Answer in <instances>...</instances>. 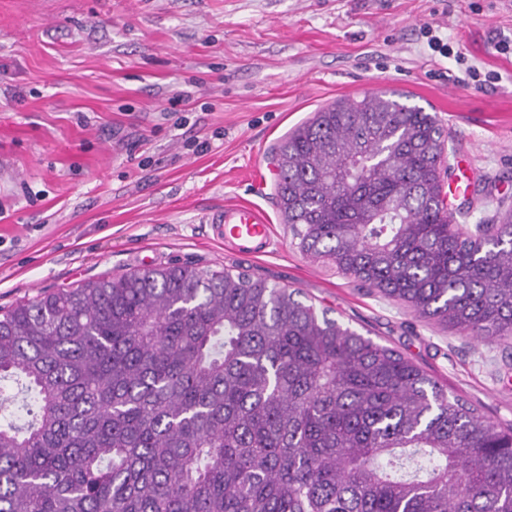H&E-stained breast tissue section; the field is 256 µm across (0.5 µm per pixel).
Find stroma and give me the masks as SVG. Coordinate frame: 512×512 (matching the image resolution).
Here are the masks:
<instances>
[{"label":"stroma","instance_id":"stroma-1","mask_svg":"<svg viewBox=\"0 0 512 512\" xmlns=\"http://www.w3.org/2000/svg\"><path fill=\"white\" fill-rule=\"evenodd\" d=\"M498 74L460 85L422 27ZM512 0H0V307L105 274L190 262L299 290L512 426V340L484 343L304 257L276 205L273 149L312 113L404 93L470 181L458 228L512 210ZM206 152H197L199 142ZM241 202L264 255L217 240Z\"/></svg>","mask_w":512,"mask_h":512}]
</instances>
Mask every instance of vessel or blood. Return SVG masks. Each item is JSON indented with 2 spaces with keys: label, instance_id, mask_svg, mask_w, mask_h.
<instances>
[{
  "label": "vessel or blood",
  "instance_id": "vessel-or-blood-1",
  "mask_svg": "<svg viewBox=\"0 0 512 512\" xmlns=\"http://www.w3.org/2000/svg\"><path fill=\"white\" fill-rule=\"evenodd\" d=\"M211 221L217 224L218 236L225 244L245 254L262 253L270 243V226L252 205L225 207Z\"/></svg>",
  "mask_w": 512,
  "mask_h": 512
}]
</instances>
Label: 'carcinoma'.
Here are the masks:
<instances>
[{
    "instance_id": "cac0c4a2",
    "label": "carcinoma",
    "mask_w": 512,
    "mask_h": 512,
    "mask_svg": "<svg viewBox=\"0 0 512 512\" xmlns=\"http://www.w3.org/2000/svg\"><path fill=\"white\" fill-rule=\"evenodd\" d=\"M368 91L275 151L295 247L488 343L512 339V217L452 226L436 116ZM296 289L192 263L0 309V512H512L504 430ZM21 384V382H20ZM17 385L13 380L0 382V398L11 397L12 402L7 403V409H0V418L16 420L19 424L31 420L32 416H28L26 408H33L35 410L34 394L32 392H21V385ZM28 405V406H26Z\"/></svg>"
}]
</instances>
